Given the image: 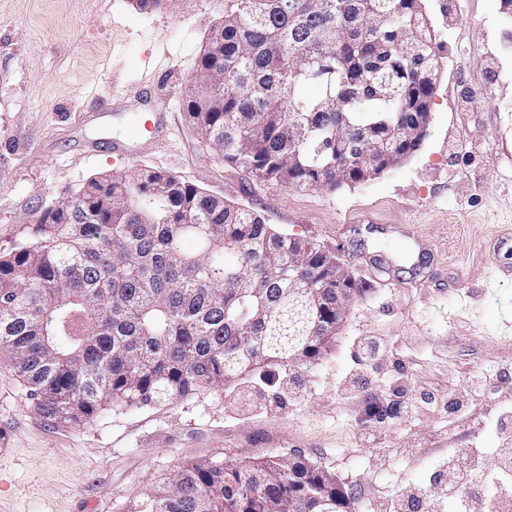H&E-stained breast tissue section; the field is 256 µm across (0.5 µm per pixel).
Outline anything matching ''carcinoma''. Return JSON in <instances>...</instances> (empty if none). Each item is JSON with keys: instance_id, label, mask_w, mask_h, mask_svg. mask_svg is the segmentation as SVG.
Returning <instances> with one entry per match:
<instances>
[{"instance_id": "obj_1", "label": "carcinoma", "mask_w": 512, "mask_h": 512, "mask_svg": "<svg viewBox=\"0 0 512 512\" xmlns=\"http://www.w3.org/2000/svg\"><path fill=\"white\" fill-rule=\"evenodd\" d=\"M439 80L422 0H226L188 118L259 182L353 186L371 144L390 165L431 120ZM0 249V352L57 425L291 367L336 335V266L250 210L164 172L100 174ZM192 240L197 251L184 248ZM293 253L325 288L288 290ZM333 474L300 458L197 461L131 512H346Z\"/></svg>"}]
</instances>
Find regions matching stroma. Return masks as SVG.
<instances>
[{"label":"stroma","mask_w":512,"mask_h":512,"mask_svg":"<svg viewBox=\"0 0 512 512\" xmlns=\"http://www.w3.org/2000/svg\"><path fill=\"white\" fill-rule=\"evenodd\" d=\"M423 4L443 63L428 134L333 191L258 182L189 121L186 81L224 0H0V247L98 174L146 167L337 254L363 286L315 360L78 425L37 414L0 358V512H124L186 463L265 454L329 471L354 512H457L449 457L512 448V15ZM148 83L171 135L113 154V126L140 116L112 102Z\"/></svg>","instance_id":"35a3bbf8"}]
</instances>
